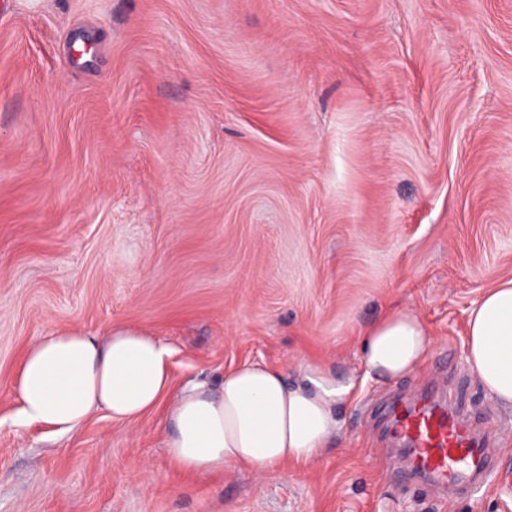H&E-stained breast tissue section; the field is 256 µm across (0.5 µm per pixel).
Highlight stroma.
<instances>
[{
  "label": "stroma",
  "mask_w": 512,
  "mask_h": 512,
  "mask_svg": "<svg viewBox=\"0 0 512 512\" xmlns=\"http://www.w3.org/2000/svg\"><path fill=\"white\" fill-rule=\"evenodd\" d=\"M512 279V0H0V512H512V412L465 355ZM419 317L416 370L367 381L301 468L188 474L168 405L19 423L35 340L145 328L174 388L261 362L362 370ZM435 386L502 438L479 500L388 474L379 415Z\"/></svg>",
  "instance_id": "35a3bbf8"
}]
</instances>
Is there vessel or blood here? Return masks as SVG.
<instances>
[{
	"label": "vessel or blood",
	"instance_id": "1",
	"mask_svg": "<svg viewBox=\"0 0 512 512\" xmlns=\"http://www.w3.org/2000/svg\"><path fill=\"white\" fill-rule=\"evenodd\" d=\"M387 416L410 472L476 495L488 490L494 474L488 444L445 401L428 393L389 407Z\"/></svg>",
	"mask_w": 512,
	"mask_h": 512
}]
</instances>
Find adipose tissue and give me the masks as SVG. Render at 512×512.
Here are the masks:
<instances>
[{
  "instance_id": "obj_1",
  "label": "adipose tissue",
  "mask_w": 512,
  "mask_h": 512,
  "mask_svg": "<svg viewBox=\"0 0 512 512\" xmlns=\"http://www.w3.org/2000/svg\"><path fill=\"white\" fill-rule=\"evenodd\" d=\"M466 333L472 373L492 400L512 408V280L485 293ZM430 346L424 323L396 311L364 331L362 376L341 378L307 361L292 383L281 369L246 362L226 371L218 389L194 384L176 393L171 349L147 330L115 326L99 336L68 327L38 338L25 354L16 378L19 419L66 433L98 412L115 422L139 419L168 398L166 453L181 470L266 474L323 454L361 380L409 374Z\"/></svg>"
}]
</instances>
